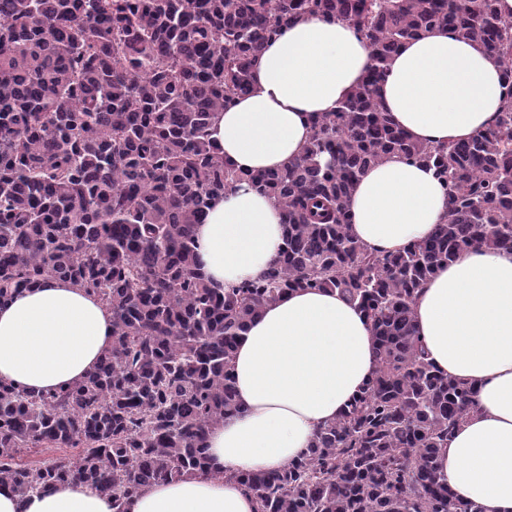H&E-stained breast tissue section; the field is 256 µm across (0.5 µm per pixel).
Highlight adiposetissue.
I'll list each match as a JSON object with an SVG mask.
<instances>
[{
	"label": "adipose tissue",
	"mask_w": 512,
	"mask_h": 512,
	"mask_svg": "<svg viewBox=\"0 0 512 512\" xmlns=\"http://www.w3.org/2000/svg\"><path fill=\"white\" fill-rule=\"evenodd\" d=\"M372 65L352 25L295 23L257 56L250 93L218 113L210 137L235 169L281 168L308 144L312 117L336 110ZM377 93L391 123L424 143L476 136L505 100L497 60L444 28L403 43ZM348 208L357 239L388 253L425 239L448 199L432 169L393 155L359 176ZM282 220L275 198L244 182L228 190L195 228L210 283L261 277L280 252ZM413 312L428 360L474 390V409L439 450L442 479L482 512H512V253L465 251L426 282ZM111 343L108 308L79 286L45 279L0 306V381L35 392L81 382ZM376 367L374 333L355 303L335 290H290L237 344L240 412L209 431L208 471L138 493L126 512H255L231 473L288 467ZM0 512L113 510L110 497L70 482L24 498L1 491Z\"/></svg>",
	"instance_id": "adipose-tissue-1"
}]
</instances>
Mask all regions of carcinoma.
Returning a JSON list of instances; mask_svg holds the SVG:
<instances>
[{
    "label": "carcinoma",
    "mask_w": 512,
    "mask_h": 512,
    "mask_svg": "<svg viewBox=\"0 0 512 512\" xmlns=\"http://www.w3.org/2000/svg\"><path fill=\"white\" fill-rule=\"evenodd\" d=\"M344 21L375 61L302 154L243 173L210 140L216 114L251 90V68L289 25ZM443 27L500 63L495 127L448 144L394 128L376 85L400 44ZM398 154L432 167L448 197L429 237L376 253L348 200ZM246 181L275 197L285 232L259 279L213 288L195 226ZM512 251V19L497 0H0V304L47 277L112 311V345L87 379L33 393L0 381V491L78 481L129 497L206 469L209 430L238 412L233 358L262 309L293 288L336 289L376 341L375 375L279 471L241 473L256 512H480L441 480L438 448L474 390L436 369L413 303L471 245ZM24 448L75 459L19 461Z\"/></svg>",
    "instance_id": "carcinoma-1"
}]
</instances>
